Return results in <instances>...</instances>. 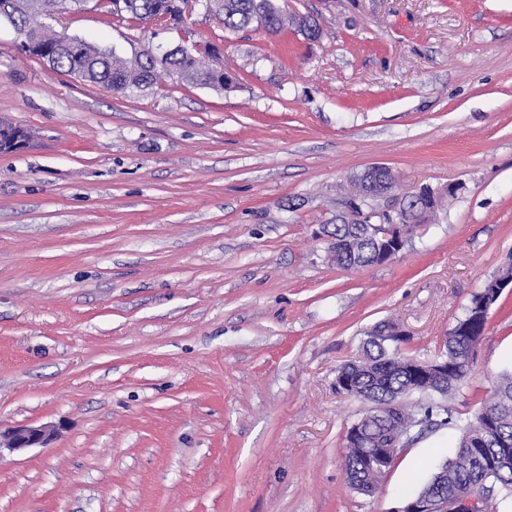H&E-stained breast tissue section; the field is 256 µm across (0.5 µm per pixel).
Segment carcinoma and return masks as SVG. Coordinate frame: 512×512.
Instances as JSON below:
<instances>
[{
    "mask_svg": "<svg viewBox=\"0 0 512 512\" xmlns=\"http://www.w3.org/2000/svg\"><path fill=\"white\" fill-rule=\"evenodd\" d=\"M190 0H110L112 13L126 14L139 21H179ZM60 0H0V20L20 31L38 36L31 55L67 74L106 86L124 94L153 84L158 72L175 74L196 85L222 89L228 85L224 65L213 52L202 58L195 49L179 48L163 58L153 48H145L133 59L102 50L89 43L80 58H75L61 35L50 34L37 23L39 17L55 11ZM214 14L224 29L237 31L257 23L270 35L288 28L290 17L279 0H210ZM363 224H334L329 235L348 237L358 248L361 261L371 266L380 261L374 239L385 229L366 236ZM485 285L471 294L464 314L456 321L443 348L431 359H418L402 352L409 337L385 340L367 336L356 360L344 364L338 375L351 380L352 396L370 405L358 419L371 439L354 434L349 428L348 452L344 468L349 485L378 482L381 469L370 467L371 450L384 448L394 438L404 439L423 426H446L460 430L452 455L438 464L429 480L413 495L418 498L437 490L450 493L470 482L485 481L492 487L487 512H512V372L499 374L490 396L479 412L466 423L454 416L448 397L459 390L471 374V356L484 335L488 318L478 314ZM415 402H410V398Z\"/></svg>",
    "mask_w": 512,
    "mask_h": 512,
    "instance_id": "1",
    "label": "carcinoma"
}]
</instances>
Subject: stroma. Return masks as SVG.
Listing matches in <instances>:
<instances>
[{"instance_id":"35a3bbf8","label":"stroma","mask_w":512,"mask_h":512,"mask_svg":"<svg viewBox=\"0 0 512 512\" xmlns=\"http://www.w3.org/2000/svg\"><path fill=\"white\" fill-rule=\"evenodd\" d=\"M297 27L224 29L107 7L42 17L48 33L131 59L215 46L227 91L161 74L125 95L18 48L0 20V430L51 424L52 447L0 450V512H393L457 431L412 434L377 490L346 480L336 388L375 324L420 359L512 263V0H287ZM373 166L391 208L455 185L392 260L329 261L350 183ZM512 368V288L491 308L472 417Z\"/></svg>"}]
</instances>
